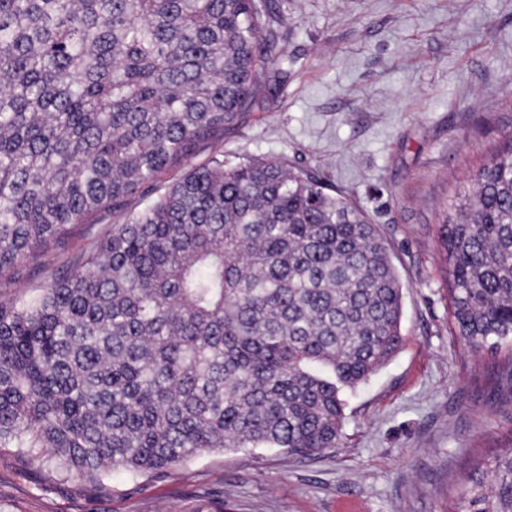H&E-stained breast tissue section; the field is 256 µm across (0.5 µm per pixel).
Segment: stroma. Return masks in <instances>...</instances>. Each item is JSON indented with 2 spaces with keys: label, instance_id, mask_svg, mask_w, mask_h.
Instances as JSON below:
<instances>
[{
  "label": "stroma",
  "instance_id": "35a3bbf8",
  "mask_svg": "<svg viewBox=\"0 0 512 512\" xmlns=\"http://www.w3.org/2000/svg\"><path fill=\"white\" fill-rule=\"evenodd\" d=\"M285 19L278 94L201 147L307 169L363 209L404 285L402 345L345 391L339 447L216 451L149 474L59 476L0 447V512H453L471 462L512 439L494 372L448 319L444 213L512 139V0H269ZM124 214L78 224L0 281L34 292Z\"/></svg>",
  "mask_w": 512,
  "mask_h": 512
}]
</instances>
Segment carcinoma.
Listing matches in <instances>:
<instances>
[{"label": "carcinoma", "mask_w": 512, "mask_h": 512, "mask_svg": "<svg viewBox=\"0 0 512 512\" xmlns=\"http://www.w3.org/2000/svg\"><path fill=\"white\" fill-rule=\"evenodd\" d=\"M267 0H0V276L180 178L0 301V447L67 478L340 445L343 391L400 348L386 237L272 158L188 162L276 90ZM465 349L512 344V140L439 229ZM456 512H512V442Z\"/></svg>", "instance_id": "carcinoma-1"}]
</instances>
